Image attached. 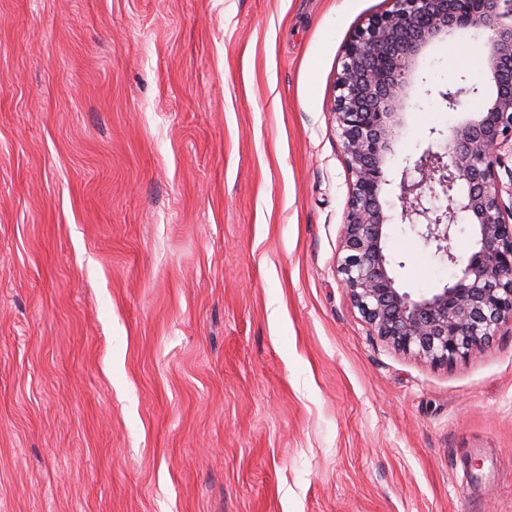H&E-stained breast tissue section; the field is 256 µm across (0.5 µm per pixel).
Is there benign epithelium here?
Instances as JSON below:
<instances>
[{"label":"benign epithelium","instance_id":"benign-epithelium-1","mask_svg":"<svg viewBox=\"0 0 512 512\" xmlns=\"http://www.w3.org/2000/svg\"><path fill=\"white\" fill-rule=\"evenodd\" d=\"M346 45L331 114L351 174L339 261L341 283L365 322L397 349L434 365L483 352L512 325V0H389ZM485 36L483 66L493 89L481 111L454 126L443 151L430 143L407 160L401 218L420 227L435 253L458 267L428 294L398 287L385 253L391 216L380 202L384 168L405 126L404 99L416 59L435 36L454 29ZM477 85L439 92L452 111ZM505 170L503 181L499 170ZM444 198L446 207L431 200ZM474 226L473 252H452L458 219Z\"/></svg>","mask_w":512,"mask_h":512}]
</instances>
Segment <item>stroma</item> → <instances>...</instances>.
<instances>
[{
	"label": "stroma",
	"instance_id": "35a3bbf8",
	"mask_svg": "<svg viewBox=\"0 0 512 512\" xmlns=\"http://www.w3.org/2000/svg\"><path fill=\"white\" fill-rule=\"evenodd\" d=\"M388 7L0 0V512H512V327L434 365L336 271L335 84ZM485 51H421L385 167L414 294L455 270L400 176Z\"/></svg>",
	"mask_w": 512,
	"mask_h": 512
}]
</instances>
